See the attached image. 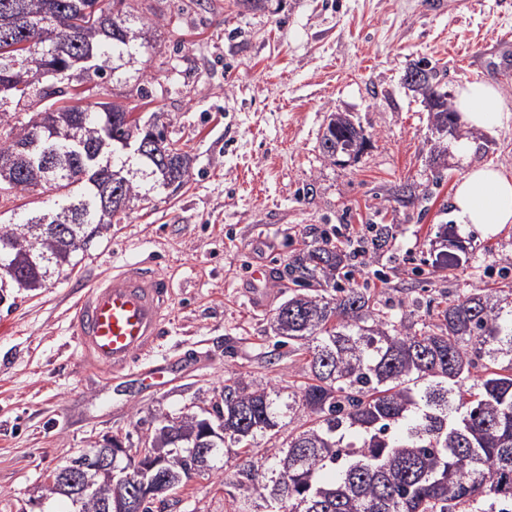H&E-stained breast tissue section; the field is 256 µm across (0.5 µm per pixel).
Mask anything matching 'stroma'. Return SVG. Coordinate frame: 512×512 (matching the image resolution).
Returning <instances> with one entry per match:
<instances>
[{"label": "stroma", "mask_w": 512, "mask_h": 512, "mask_svg": "<svg viewBox=\"0 0 512 512\" xmlns=\"http://www.w3.org/2000/svg\"><path fill=\"white\" fill-rule=\"evenodd\" d=\"M158 21L159 52L138 76L88 82L90 100L122 105L166 126L193 160L172 197L138 202L93 241L73 271L47 287L0 297V512H70L45 491L54 470L94 442L139 440L157 412L208 405L236 373L274 384L301 380L305 358L285 353L270 319L287 299L281 273L321 234L356 256L350 286L383 292L393 317L430 321L444 295L512 277V224L494 235L457 225L451 200L472 164L512 176V122L448 139L442 167L420 93L403 75L421 62L449 95L494 84L512 107V53L480 56L512 33V0H131ZM350 113L369 143L332 163L318 140L330 113ZM413 186L418 198L403 202ZM451 226L464 245L437 267ZM380 246H372V239ZM148 263L175 295L157 361L194 353L163 385L129 376L105 384L80 358L71 308L102 270ZM263 270L264 280L253 277ZM235 457L192 476L153 512H230Z\"/></svg>", "instance_id": "1"}]
</instances>
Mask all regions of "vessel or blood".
<instances>
[{
  "label": "vessel or blood",
  "instance_id": "obj_1",
  "mask_svg": "<svg viewBox=\"0 0 512 512\" xmlns=\"http://www.w3.org/2000/svg\"><path fill=\"white\" fill-rule=\"evenodd\" d=\"M171 281L143 263L98 274L72 315V336L85 362L120 381L132 370L160 371L151 355L165 334Z\"/></svg>",
  "mask_w": 512,
  "mask_h": 512
}]
</instances>
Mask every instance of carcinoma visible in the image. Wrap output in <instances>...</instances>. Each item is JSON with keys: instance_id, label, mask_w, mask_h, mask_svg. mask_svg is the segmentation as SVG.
Instances as JSON below:
<instances>
[{"instance_id": "1", "label": "carcinoma", "mask_w": 512, "mask_h": 512, "mask_svg": "<svg viewBox=\"0 0 512 512\" xmlns=\"http://www.w3.org/2000/svg\"><path fill=\"white\" fill-rule=\"evenodd\" d=\"M154 20H135L128 0H0V29L12 42L0 49V165L11 163L0 196H23L40 182L55 195L50 223L0 224V277L11 288L36 290L73 269L109 227L98 223L106 189L123 205L151 192L174 194L191 177L188 154L169 148L165 127L149 126L114 103L42 91L57 64L94 67V77L159 45L145 39ZM428 77L422 95L436 130L454 133L459 115L437 94L435 75L418 64L406 72ZM40 105L69 114L77 139L59 140L34 118L10 122L5 106ZM356 123L340 113L322 156L347 154ZM19 239L28 249L15 248ZM349 255L323 237L284 266L297 286L276 309L271 329L306 357L304 380L288 395L270 382L224 378V399L205 417L224 423V441L238 447L232 482L234 512H512V287L472 288L429 323L389 318L368 288L336 278ZM150 434L164 480L148 503L182 487L195 471L192 448L203 447L194 412L157 413ZM302 424L268 465L249 457L251 442L278 437L285 422ZM126 484L102 486L75 512H107Z\"/></svg>"}]
</instances>
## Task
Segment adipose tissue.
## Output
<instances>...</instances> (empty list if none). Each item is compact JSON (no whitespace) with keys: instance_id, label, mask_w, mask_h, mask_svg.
Here are the masks:
<instances>
[{"instance_id":"obj_1","label":"adipose tissue","mask_w":512,"mask_h":512,"mask_svg":"<svg viewBox=\"0 0 512 512\" xmlns=\"http://www.w3.org/2000/svg\"><path fill=\"white\" fill-rule=\"evenodd\" d=\"M454 106L472 128L490 129L512 121V108L502 92L485 82L460 86ZM452 204L459 224L496 233L512 224V177L489 164L471 166L457 183Z\"/></svg>"}]
</instances>
